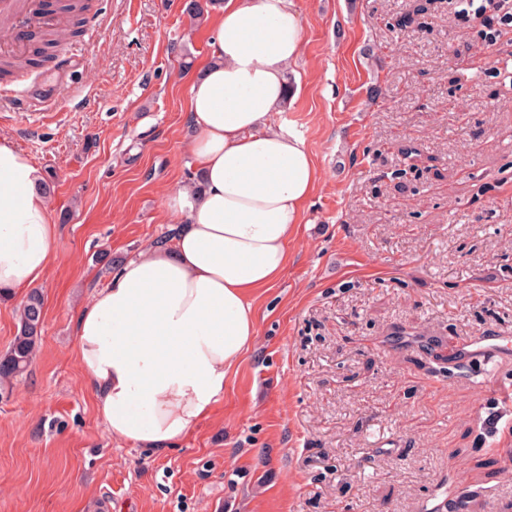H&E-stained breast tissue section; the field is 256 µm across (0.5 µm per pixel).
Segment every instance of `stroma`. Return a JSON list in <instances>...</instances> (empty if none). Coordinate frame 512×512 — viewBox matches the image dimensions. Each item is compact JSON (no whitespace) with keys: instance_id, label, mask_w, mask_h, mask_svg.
<instances>
[{"instance_id":"35a3bbf8","label":"stroma","mask_w":512,"mask_h":512,"mask_svg":"<svg viewBox=\"0 0 512 512\" xmlns=\"http://www.w3.org/2000/svg\"><path fill=\"white\" fill-rule=\"evenodd\" d=\"M294 2L280 119L318 188L254 346L166 449L109 434L75 324L114 272L97 254L175 226L209 25L187 0H98L66 82L52 63L0 82V134L44 171L58 226L40 352L0 397V512H512V356L444 359L512 340V0Z\"/></svg>"}]
</instances>
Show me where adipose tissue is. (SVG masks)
I'll return each mask as SVG.
<instances>
[{
	"label": "adipose tissue",
	"instance_id": "adipose-tissue-1",
	"mask_svg": "<svg viewBox=\"0 0 512 512\" xmlns=\"http://www.w3.org/2000/svg\"><path fill=\"white\" fill-rule=\"evenodd\" d=\"M190 90L197 173L167 196L172 242L123 262L79 310L77 355L113 438L160 449L206 419L258 336L318 172L279 116L302 53L294 0H224ZM57 226L45 175L0 135V293L41 284Z\"/></svg>",
	"mask_w": 512,
	"mask_h": 512
}]
</instances>
